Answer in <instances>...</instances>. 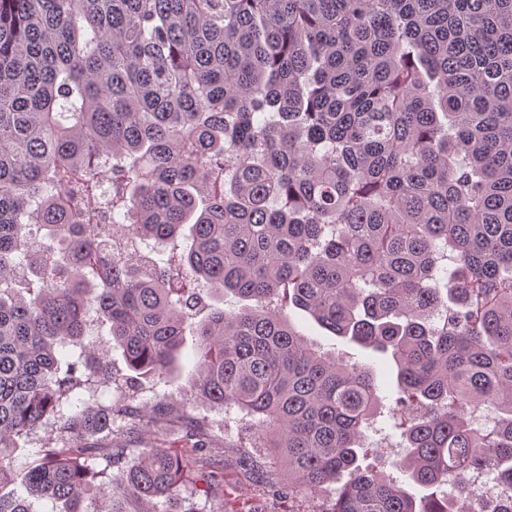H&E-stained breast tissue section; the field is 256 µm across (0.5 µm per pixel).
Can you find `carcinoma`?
Instances as JSON below:
<instances>
[{"label": "carcinoma", "instance_id": "carcinoma-1", "mask_svg": "<svg viewBox=\"0 0 512 512\" xmlns=\"http://www.w3.org/2000/svg\"><path fill=\"white\" fill-rule=\"evenodd\" d=\"M105 180L131 233L182 252H108L71 206ZM213 292L250 305L198 318ZM290 306L391 357L393 466L457 495L384 470L373 375ZM91 311L134 372L196 336L197 396L243 413L290 497L341 480L323 512H468L482 471L512 512V0H0V512H33L15 480L59 512H153L208 465L156 445L111 479L66 446L14 471L50 417L112 429L110 408L61 413L110 369Z\"/></svg>", "mask_w": 512, "mask_h": 512}]
</instances>
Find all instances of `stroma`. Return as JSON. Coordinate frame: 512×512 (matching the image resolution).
<instances>
[{
  "label": "stroma",
  "instance_id": "obj_1",
  "mask_svg": "<svg viewBox=\"0 0 512 512\" xmlns=\"http://www.w3.org/2000/svg\"><path fill=\"white\" fill-rule=\"evenodd\" d=\"M288 315L316 349L370 367L384 406H393L397 396L396 369L389 358L333 336L301 310L289 309ZM195 346L194 337L186 336L173 372L137 375L128 370L108 326H101L96 353L111 363L112 379L74 391L63 405L64 415L77 418L90 407H112L115 420L111 431L90 436L88 442L94 447H106L112 440H119L127 447V458L131 461L137 459L141 448L149 445L171 448L191 458L198 440L223 460L217 485H205L194 473H187L174 500H156L157 512H323L336 495L335 484H327L313 495L290 498L278 494V485L285 482L282 463L246 428L240 411L216 408L196 398ZM144 413L150 414V424L137 435H126L131 419ZM189 417L198 425L193 441L183 434Z\"/></svg>",
  "mask_w": 512,
  "mask_h": 512
}]
</instances>
